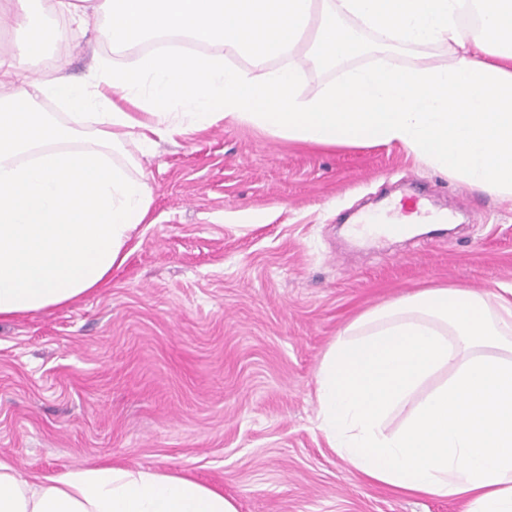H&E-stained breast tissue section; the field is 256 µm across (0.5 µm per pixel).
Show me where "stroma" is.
I'll return each mask as SVG.
<instances>
[{
    "instance_id": "obj_1",
    "label": "stroma",
    "mask_w": 512,
    "mask_h": 512,
    "mask_svg": "<svg viewBox=\"0 0 512 512\" xmlns=\"http://www.w3.org/2000/svg\"><path fill=\"white\" fill-rule=\"evenodd\" d=\"M365 49L303 66L297 96L359 67L447 65L444 45ZM30 72L84 77L72 31ZM141 166L148 221L107 286L0 320V458L30 475L97 462L177 471L239 512H461L369 482L317 429L315 373L353 318L430 286L512 285V201L394 145L317 147L220 121L158 140ZM461 214L448 231L359 241L352 218L392 195Z\"/></svg>"
}]
</instances>
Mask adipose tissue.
Wrapping results in <instances>:
<instances>
[{
    "label": "adipose tissue",
    "mask_w": 512,
    "mask_h": 512,
    "mask_svg": "<svg viewBox=\"0 0 512 512\" xmlns=\"http://www.w3.org/2000/svg\"><path fill=\"white\" fill-rule=\"evenodd\" d=\"M0 0L19 36L0 50V319L70 304L110 279L146 222L138 154L221 120L314 146L399 145L477 189L512 198V0ZM94 21L97 40H201L277 62L258 78L221 57L170 50L135 67L98 58L84 80L32 77L58 30ZM448 44L442 68L355 69L295 95L305 55L321 67L362 50L356 35ZM62 104L56 118L36 99ZM319 428L370 481L464 512H512V287L424 288L360 315L316 373ZM397 427H390L391 419ZM0 512H238L222 490L176 472L95 464L30 476L0 460Z\"/></svg>",
    "instance_id": "ef3b65f1"
}]
</instances>
